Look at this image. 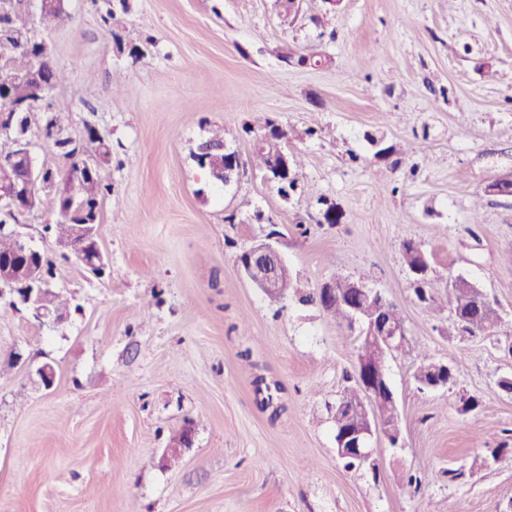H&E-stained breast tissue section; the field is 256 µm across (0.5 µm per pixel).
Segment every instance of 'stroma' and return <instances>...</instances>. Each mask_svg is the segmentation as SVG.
I'll list each match as a JSON object with an SVG mask.
<instances>
[{
  "label": "stroma",
  "mask_w": 512,
  "mask_h": 512,
  "mask_svg": "<svg viewBox=\"0 0 512 512\" xmlns=\"http://www.w3.org/2000/svg\"><path fill=\"white\" fill-rule=\"evenodd\" d=\"M129 2L107 27L93 0H65V20L36 32L66 73L46 104L72 137L91 126L112 142L108 269L61 256L50 204L19 215L76 308L49 327L0 307V512H504L512 455L483 459L512 444V197L483 189L512 172V0H298L290 25L277 0ZM315 51L323 66L282 60ZM269 119L303 159L301 199L253 164ZM317 125L330 135L308 136ZM216 126L241 161L228 184L192 157ZM394 143L401 160L376 156ZM273 227L305 288L360 279L402 311L405 345L386 362L402 445L374 435L377 471L336 452L355 334L295 296L271 303L239 271ZM406 240L428 253L434 291L461 275L486 292L492 335L417 300ZM421 349L453 367L447 388L416 390ZM259 377L279 385L277 409L258 404ZM463 393L475 411H459ZM188 422L194 444L167 467Z\"/></svg>",
  "instance_id": "1"
}]
</instances>
